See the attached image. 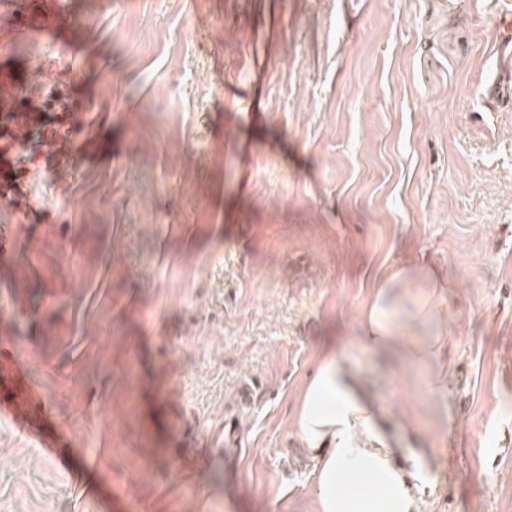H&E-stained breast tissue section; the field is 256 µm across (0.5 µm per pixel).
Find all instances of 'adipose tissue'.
<instances>
[{
	"instance_id": "obj_1",
	"label": "adipose tissue",
	"mask_w": 512,
	"mask_h": 512,
	"mask_svg": "<svg viewBox=\"0 0 512 512\" xmlns=\"http://www.w3.org/2000/svg\"><path fill=\"white\" fill-rule=\"evenodd\" d=\"M442 279L432 268L402 266L375 288L358 320L357 342L373 355L395 354L427 368V391L448 395V324L441 321ZM384 413L370 383L329 342L298 401L299 437L316 462V512H419L404 467L422 452L405 451L380 427Z\"/></svg>"
}]
</instances>
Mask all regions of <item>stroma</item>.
<instances>
[{"instance_id": "35a3bbf8", "label": "stroma", "mask_w": 512, "mask_h": 512, "mask_svg": "<svg viewBox=\"0 0 512 512\" xmlns=\"http://www.w3.org/2000/svg\"><path fill=\"white\" fill-rule=\"evenodd\" d=\"M72 3L56 38L0 36V73L76 62L95 110L68 187L38 141L8 156L37 213L0 207V305L75 471L0 418V512H315L295 419L334 338L385 429L425 445L420 512H512V104L483 98L500 0ZM243 67L266 121L240 141ZM400 264L448 283L451 401L356 343ZM249 71L244 68L237 83L224 86V97L236 100L237 112L225 116L224 126L235 137L240 138L248 134L255 126L259 112H255L256 103L246 93L249 82Z\"/></svg>"}]
</instances>
